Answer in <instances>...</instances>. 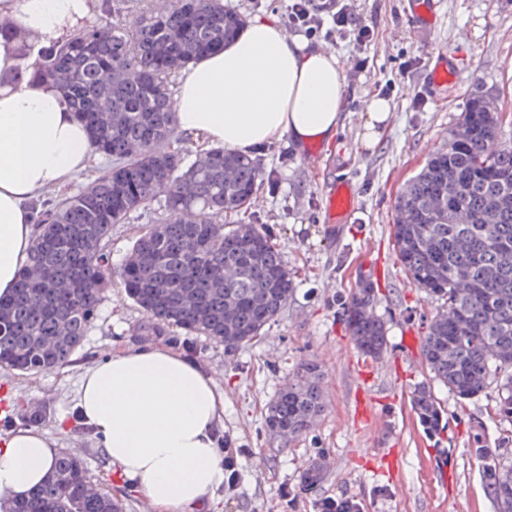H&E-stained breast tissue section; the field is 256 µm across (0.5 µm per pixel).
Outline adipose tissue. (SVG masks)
<instances>
[{"instance_id": "ef3b65f1", "label": "adipose tissue", "mask_w": 512, "mask_h": 512, "mask_svg": "<svg viewBox=\"0 0 512 512\" xmlns=\"http://www.w3.org/2000/svg\"><path fill=\"white\" fill-rule=\"evenodd\" d=\"M92 0H0V17L49 44L83 27ZM19 45L0 39V298L26 268L37 227L30 205L72 182L95 154L61 93L14 83ZM342 60L254 19L223 50L182 69L170 101L179 130L209 146L250 154L282 138L305 146L335 135L344 97ZM82 426L154 512H192L227 479L224 392L214 375L171 345L113 351L81 374ZM57 441L35 426L0 435V504L26 498L49 476Z\"/></svg>"}]
</instances>
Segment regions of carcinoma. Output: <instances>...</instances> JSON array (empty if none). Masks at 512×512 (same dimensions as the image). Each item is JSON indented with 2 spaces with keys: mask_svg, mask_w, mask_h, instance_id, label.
I'll return each mask as SVG.
<instances>
[{
  "mask_svg": "<svg viewBox=\"0 0 512 512\" xmlns=\"http://www.w3.org/2000/svg\"><path fill=\"white\" fill-rule=\"evenodd\" d=\"M127 0H105L98 21L51 46L18 38L22 69L13 80H46L61 91L109 165L60 201L34 204L38 234L11 297L0 298V365L49 372L71 362L96 318L103 289L118 274L146 316L145 328H171L224 342L234 351L261 336L294 291L280 251L255 224L217 218L248 208L263 183L252 158L224 147L201 149L187 163L171 148L178 126L169 79L199 56L224 48L244 20L221 0H175L128 30L117 16ZM501 112L482 94L469 101L448 135L397 200L396 260L414 286L441 302L422 342L431 380L458 399L495 392L496 411L512 421V143L501 141ZM166 196L168 218L149 226L119 271L107 251L112 226ZM373 284L355 285L343 303L350 336L365 357L388 348ZM410 405L429 434L444 409L431 385ZM325 409L317 366L306 363L268 406V433L290 443ZM495 512H512V456L474 449ZM322 512H360L354 496ZM0 512H121L97 490L80 458L62 453L48 479Z\"/></svg>",
  "mask_w": 512,
  "mask_h": 512,
  "instance_id": "1",
  "label": "carcinoma"
}]
</instances>
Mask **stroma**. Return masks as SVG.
I'll return each mask as SVG.
<instances>
[{
	"instance_id": "obj_1",
	"label": "stroma",
	"mask_w": 512,
	"mask_h": 512,
	"mask_svg": "<svg viewBox=\"0 0 512 512\" xmlns=\"http://www.w3.org/2000/svg\"><path fill=\"white\" fill-rule=\"evenodd\" d=\"M407 0H353L357 11L374 20L378 34L365 51L352 44H331L345 65L358 54L369 59L353 97L345 100L342 124L322 147L320 158L289 139L266 146L257 157L268 185L253 196L247 210L224 216V223L261 224L294 276V292L262 336L227 354L222 342L176 329L166 344L186 352L214 372L224 391V429L238 453L236 489L222 497V512H318L326 497L353 495L367 512H448L456 500L460 512H494L473 448L483 440L492 448L512 442V422L494 410L492 394L458 400L435 385L447 425L426 434L409 403L414 387L425 381L423 361L404 359L407 331L424 336L439 309L436 300L415 288L395 261L390 229L397 196L426 160L448 146V134L476 92L493 97L501 111L502 139L512 142V0H438V22L428 30L406 21ZM447 53L459 79L439 94L429 93L425 67ZM421 57L423 66L402 74L404 58ZM388 89L391 122L372 145L364 143L367 100ZM349 178L357 210L339 226L325 224L321 188L336 177ZM164 213L154 208L115 225L108 249L120 267L134 241ZM375 279L378 314L387 327L388 349L375 360L371 410L375 425L355 420L354 394L365 358L358 352L341 316L350 288ZM145 316L113 281L102 295L97 317L70 364L52 372L23 373L0 367V433L37 416L38 426L61 450L76 454L94 484L112 492L122 512H149L144 497L117 468L100 467L103 456L91 435L61 428L71 419L80 371L109 354L112 347L149 342ZM322 371L325 410L310 432L288 446L265 431L268 404L296 376L301 363ZM394 449L399 465L392 479L379 467L376 451ZM323 479L302 488L312 463ZM452 476L436 480L439 464Z\"/></svg>"
}]
</instances>
